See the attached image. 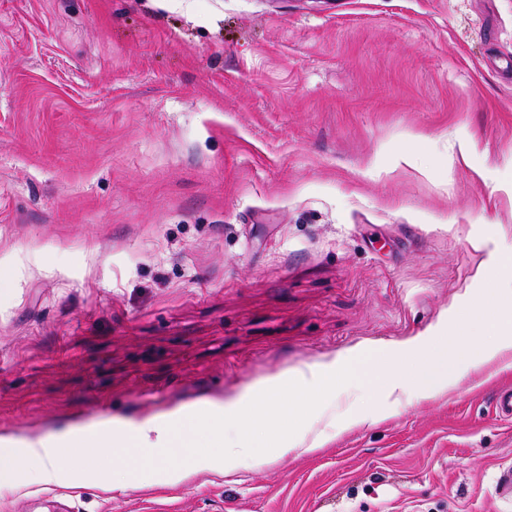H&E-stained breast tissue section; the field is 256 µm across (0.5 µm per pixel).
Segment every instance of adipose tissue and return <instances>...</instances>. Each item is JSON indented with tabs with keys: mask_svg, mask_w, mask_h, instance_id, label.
Wrapping results in <instances>:
<instances>
[{
	"mask_svg": "<svg viewBox=\"0 0 512 512\" xmlns=\"http://www.w3.org/2000/svg\"><path fill=\"white\" fill-rule=\"evenodd\" d=\"M481 325L497 340L483 348H475L461 336L449 337L444 347L430 351L417 346L410 349L412 369L403 372L398 357L379 360L376 376L380 382L379 399L383 404L400 401L404 396L426 400L448 390L455 382L469 374L493 365L512 364V308L506 309L486 303L480 311ZM364 360L352 355L332 370L313 369L301 374L302 389H289L286 378L280 377L246 398L210 403L193 411H178L168 416L148 417L128 425L135 447L153 457L175 459L170 477H181L177 461L192 455L194 448H220L224 464L229 468L245 465L262 468L272 464L274 457H286L289 448L278 449L270 457L243 443H235L225 435V426L235 423L239 434H246L250 419L274 414L288 419L310 398H339L361 380ZM78 441L72 431H64L46 439L13 446L0 445V486L10 483L12 473L22 465L31 466L40 483L59 480L68 459L67 450Z\"/></svg>",
	"mask_w": 512,
	"mask_h": 512,
	"instance_id": "ef3b65f1",
	"label": "adipose tissue"
}]
</instances>
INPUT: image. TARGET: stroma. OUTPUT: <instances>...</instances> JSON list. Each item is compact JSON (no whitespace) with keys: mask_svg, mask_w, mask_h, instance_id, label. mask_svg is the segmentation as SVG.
Segmentation results:
<instances>
[{"mask_svg":"<svg viewBox=\"0 0 512 512\" xmlns=\"http://www.w3.org/2000/svg\"><path fill=\"white\" fill-rule=\"evenodd\" d=\"M512 0H0V439L486 337L512 270ZM469 142L461 152L460 142ZM262 469L75 448L0 512H512V368ZM316 407L254 418L267 452Z\"/></svg>","mask_w":512,"mask_h":512,"instance_id":"stroma-1","label":"stroma"}]
</instances>
